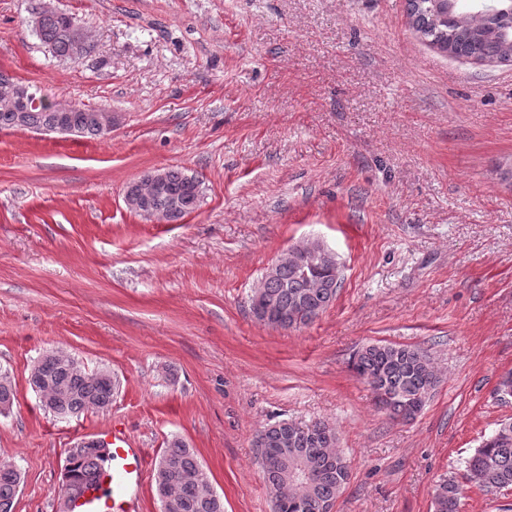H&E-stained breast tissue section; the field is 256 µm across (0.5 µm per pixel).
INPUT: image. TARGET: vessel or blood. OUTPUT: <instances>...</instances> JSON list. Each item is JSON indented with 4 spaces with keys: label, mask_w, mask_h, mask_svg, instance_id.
<instances>
[{
    "label": "vessel or blood",
    "mask_w": 512,
    "mask_h": 512,
    "mask_svg": "<svg viewBox=\"0 0 512 512\" xmlns=\"http://www.w3.org/2000/svg\"><path fill=\"white\" fill-rule=\"evenodd\" d=\"M147 461L135 440L122 431L113 432L102 475L76 502L73 512H141L140 499L130 489L141 485Z\"/></svg>",
    "instance_id": "1"
}]
</instances>
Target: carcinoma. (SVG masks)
Returning <instances> with one entry per match:
<instances>
[{
    "label": "carcinoma",
    "instance_id": "1",
    "mask_svg": "<svg viewBox=\"0 0 512 512\" xmlns=\"http://www.w3.org/2000/svg\"><path fill=\"white\" fill-rule=\"evenodd\" d=\"M408 15L416 36L455 59L501 61L512 52V18L493 20L443 0H408ZM34 33L56 56L73 60L79 26L67 13L34 11ZM95 110L72 106L79 136H101ZM55 110L42 104L25 117L0 108V129H33L54 122ZM197 177L179 168L167 169L166 192L153 199L161 219L179 223L198 208L202 190L191 191ZM342 284V266L336 253L323 241L311 239L288 249V257L267 269L253 292L250 304L255 318L268 326L297 329L308 325L336 300ZM353 371L369 384L379 405L396 419L410 420L419 414L439 383L426 352L411 346L375 342L352 356ZM30 387L43 394L45 411L59 419L81 413L104 411L112 405L118 384L107 370L86 372L74 358L41 356L32 366ZM15 386L11 376L0 373V413L13 406ZM256 438L263 439L257 458L265 487L274 500V512H323L332 505L350 478V465L337 448L336 428L325 422L296 425L286 420L267 425ZM105 448L68 450L62 483L83 495L99 477ZM469 481L486 491L512 489V421L499 423L466 461ZM158 499L170 498L175 507L161 512H224L220 496L206 495L210 476L197 454L182 440H172L155 469ZM20 476L0 472V512H14ZM462 492L452 480L435 490L434 512H460Z\"/></svg>",
    "mask_w": 512,
    "mask_h": 512
}]
</instances>
